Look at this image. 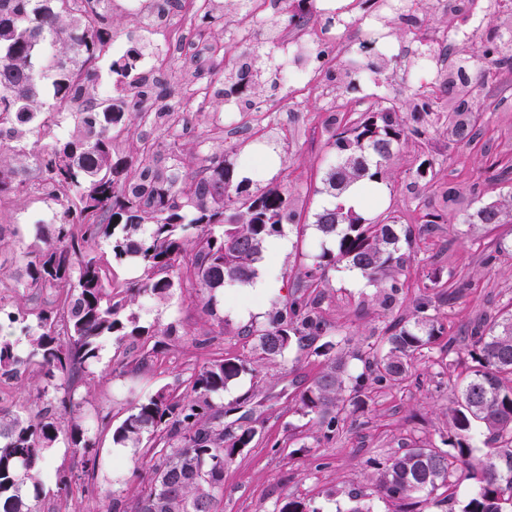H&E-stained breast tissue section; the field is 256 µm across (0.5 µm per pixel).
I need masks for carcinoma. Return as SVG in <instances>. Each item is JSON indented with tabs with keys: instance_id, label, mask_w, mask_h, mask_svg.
Returning a JSON list of instances; mask_svg holds the SVG:
<instances>
[{
	"instance_id": "cac0c4a2",
	"label": "carcinoma",
	"mask_w": 512,
	"mask_h": 512,
	"mask_svg": "<svg viewBox=\"0 0 512 512\" xmlns=\"http://www.w3.org/2000/svg\"><path fill=\"white\" fill-rule=\"evenodd\" d=\"M107 5L108 0H0V149L26 152L34 161L26 176L0 165V200L35 189L57 204L53 223L34 225L43 246L27 253L18 282L32 306L7 313L9 326L26 342L27 358L21 359L15 341L0 336V378H16L23 366L35 364L43 382L37 389L43 400L39 410L0 409V512H38L25 502L26 487L37 491L51 476L57 494L69 497L70 480L52 475L49 457L62 435L68 447L83 453L85 466H97V456L90 454L95 441L76 420L64 429L59 413L72 415L79 407L75 373L98 358L103 342L149 335L133 308L136 299H167L188 280L199 288L206 311L215 314L224 286L231 280L244 285L256 276L264 245L291 217L287 193L243 194L222 157L206 158L201 176L185 189L180 169L156 167L149 149L134 159L117 154V138L127 130L125 114L155 129L170 126L168 113L144 108L156 80L144 75L130 80L145 43L130 45L110 65L116 82L130 87V93L107 100L91 93L94 69L114 41ZM42 41L57 46L58 55L52 103L36 110ZM253 80L244 62L222 93L241 95ZM456 98L448 112V133L457 143H469L476 118L465 94L460 91ZM69 119L73 131L58 135L56 128ZM29 132L36 133L30 149ZM402 134L389 107L336 128L334 146L342 158L326 175L336 202L315 214L323 236L337 240L336 250H324L305 272L308 287H319L326 269L344 262L384 288L386 302L393 303L402 291L391 271L402 267L400 243L410 244L409 228L392 217L367 224L343 203L350 184L382 181L384 164ZM477 217L483 224H512V209L490 203L478 209ZM104 242L107 253L97 251ZM114 259L140 270L121 290L112 287ZM428 310L429 303L420 299L412 319L387 327L372 343L366 370L356 375L336 362L339 343L325 339L328 324L308 297L288 299L268 325L248 335L256 337L261 362L282 359L293 346L327 360L295 396L294 406L329 438L340 431L347 408L365 403L370 385L405 381L414 362L444 334L445 327ZM470 346L473 365L451 409V437L440 446H415L370 462L377 492L401 502L403 512H417L439 489L450 491L470 478L478 485L461 512H512V313L476 326ZM246 370L236 356L214 359L175 387L133 403L119 425L101 420V432L111 434L118 447L151 442L154 474L131 502L110 497L106 512H156L160 500L168 505L165 512L215 505L224 487V464L250 446L256 429L224 425L223 408L214 397ZM476 430L486 446L480 459L473 457ZM189 462L211 468L214 481L190 480ZM271 512L309 508L300 498L288 497L276 501Z\"/></svg>"
}]
</instances>
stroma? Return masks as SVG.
Listing matches in <instances>:
<instances>
[{
	"label": "stroma",
	"instance_id": "35a3bbf8",
	"mask_svg": "<svg viewBox=\"0 0 512 512\" xmlns=\"http://www.w3.org/2000/svg\"><path fill=\"white\" fill-rule=\"evenodd\" d=\"M454 30L464 39L447 65L463 70L469 101L479 115L477 135L468 144L454 142L446 123L435 116L418 114L417 104L428 97H435L441 111L452 100L445 89H420L413 65L414 54L435 56L440 47L414 41L411 24L394 15L388 18L389 39L407 52L387 69L371 71L372 52L361 50L359 37L353 36L333 68L313 69V84L294 85L283 78L279 52L255 36L237 42L232 58L256 63L260 76L248 97L266 103V112H228L223 97L211 95L183 137L138 125L121 137V155L137 157L143 143H150L158 167L179 166L188 179L211 156L223 157L238 172L252 167L254 158H271L273 172L244 178L243 187L252 194L287 192L304 230L284 225L286 249L265 252L260 269L271 276L274 288L262 300L246 295L240 286H229L210 315L189 286L167 300L137 299L135 308L150 335L104 342L98 361L78 387L84 403L77 418L97 436V469H85L80 454L59 441L51 452V466L76 477L77 483L72 496L62 500L54 482H45L40 512H105L110 491L132 499L153 476L150 457L141 447L115 456L110 435L97 431L100 417L120 423L135 401L228 354L257 369L229 385L216 402L224 406L226 421L242 420L257 434L249 448L225 465L217 512H270L275 501L287 496L304 499L310 512H348L352 493L361 490L369 494L373 512H398L399 502L377 493L370 459L415 445H437L448 437V409L471 363L469 343L460 332L476 317L495 316L512 306V256H500L492 265L484 261L498 242L512 241V224L488 226L476 216L484 204H512V65L485 53L490 42L510 41L512 33L495 24L473 30L466 15L457 19ZM379 105L395 110L405 134L385 167L382 199L369 219L391 216L412 229L413 242L403 249L404 266L394 273L407 289L388 306L360 272L343 263L328 268L320 286V311L331 326L328 336L346 351L348 370L361 372L363 358L370 356L371 344L388 321L409 315L418 298L437 300L440 291L430 287L431 274L455 270L468 287L453 303H439L436 315L445 334L412 377L369 389L365 405L347 409L343 428L326 438L314 420L296 413L292 402L324 359L293 348L275 364L257 365L256 339L248 331L268 324L273 302L298 294L304 269L322 249L335 248V241L324 238L314 225L316 213L332 201L324 185L336 162L332 127ZM425 160L432 170L428 181L416 175ZM47 207L34 194L0 201V224L11 225L21 240L11 260L0 265V305L6 310L26 302L16 283L25 253L36 245L27 219ZM428 213L441 214L442 223L424 224ZM169 327L174 330L170 336L165 333ZM146 355L151 358L149 369L134 370V363Z\"/></svg>",
	"mask_w": 512,
	"mask_h": 512
}]
</instances>
